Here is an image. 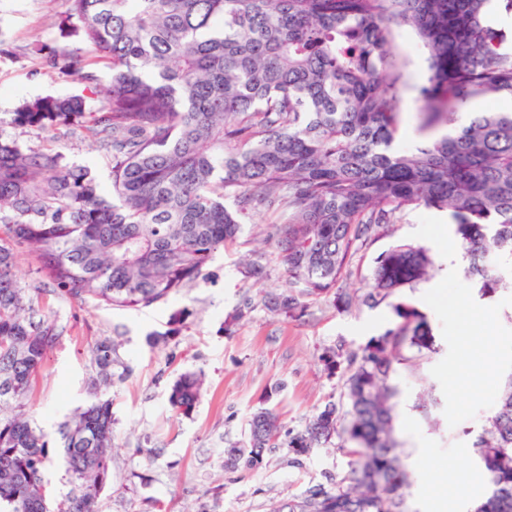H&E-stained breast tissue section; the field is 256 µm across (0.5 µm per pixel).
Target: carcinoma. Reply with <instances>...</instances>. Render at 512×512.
Segmentation results:
<instances>
[{"label":"carcinoma","instance_id":"obj_1","mask_svg":"<svg viewBox=\"0 0 512 512\" xmlns=\"http://www.w3.org/2000/svg\"><path fill=\"white\" fill-rule=\"evenodd\" d=\"M72 34L95 59L47 55L49 65L103 89L22 103L14 123L41 134L81 130L110 166L105 192L71 166L56 140L27 151L0 139V512H50L49 441L24 412L33 380L57 342L42 293L21 286L15 250L37 252L66 296L147 308L205 278L213 254L263 213L298 293L265 305L285 318L304 300L388 305L394 325L360 351L338 344L320 357L343 370L348 410L334 403L300 431L270 409L254 412L244 440L224 450L229 470L262 468L283 449L300 465L336 436L346 475L327 476L287 512H403L408 472L394 438L393 380L408 350L434 351L425 315L403 290L426 281L429 252L398 243L381 253L353 293L358 246L420 207L446 211L484 295L507 287L492 261L512 262V112H473V101L512 99V46L489 15L491 0H63ZM407 26L428 52L417 88L414 150L397 146L406 62L393 51ZM96 66L102 74L91 70ZM98 383L112 385V342L94 347ZM201 383L191 374L169 403L191 414ZM488 492L474 512H512V374L473 444ZM74 490L64 512H99L112 477V410L94 401L61 432Z\"/></svg>","mask_w":512,"mask_h":512}]
</instances>
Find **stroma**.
<instances>
[{"instance_id": "1", "label": "stroma", "mask_w": 512, "mask_h": 512, "mask_svg": "<svg viewBox=\"0 0 512 512\" xmlns=\"http://www.w3.org/2000/svg\"><path fill=\"white\" fill-rule=\"evenodd\" d=\"M63 0H0V138L41 149L44 136L16 126L13 114L26 100L46 96H89L76 77L50 67L34 46L66 54L78 43L63 22ZM395 51L408 63L409 88L399 134L406 148L422 145L412 131L417 86L428 74L427 54L410 28L395 30ZM67 162L89 168L109 187V170L90 138L58 131ZM446 212L419 208L405 214L388 233L363 245L351 274L339 289L359 287L376 257L399 241L429 251L433 277L407 289L409 300L427 316L437 350L417 366L399 368L395 385L396 438L404 450L410 485L405 512H435L446 479L459 474L471 486L467 500H449L446 512H472L487 493L475 466L473 443L485 415L495 406L504 377L512 373V288L480 295L465 268L449 263L440 238L449 230ZM269 219L259 214L245 225L237 244L218 250L205 279L177 296L141 309H115L61 295L40 271L34 251L19 250L15 273L23 286L42 292L61 336L48 352L25 410L52 447L45 472L53 498L70 492L59 448V427L93 398L112 404V481L99 498V512H271L300 497L326 474H341L345 458L338 440L314 450L303 466H290L281 451L269 454L256 471L224 469V450L243 440L247 422L259 407L273 409L285 428L301 430L326 403L344 404V377L319 364L321 352L345 344L357 350L392 327L390 307L338 310L332 299L308 301L302 316L284 318L264 304L270 293L288 289L286 266L274 246L263 245ZM255 258L264 277H245L243 262ZM474 307L495 315L476 320L485 345L477 358H464L456 335L453 307ZM242 311L232 330L224 321ZM182 323L171 326L174 313ZM162 341L150 345V336ZM113 344L110 389L94 391L92 347ZM185 373L201 378V398L190 415L169 404L174 382Z\"/></svg>"}]
</instances>
